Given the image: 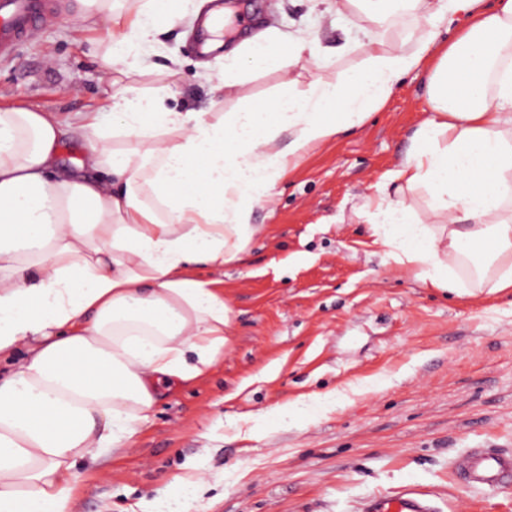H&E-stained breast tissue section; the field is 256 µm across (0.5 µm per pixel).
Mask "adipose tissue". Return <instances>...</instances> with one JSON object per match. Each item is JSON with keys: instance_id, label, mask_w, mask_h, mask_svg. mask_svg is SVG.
Instances as JSON below:
<instances>
[{"instance_id": "1", "label": "adipose tissue", "mask_w": 512, "mask_h": 512, "mask_svg": "<svg viewBox=\"0 0 512 512\" xmlns=\"http://www.w3.org/2000/svg\"><path fill=\"white\" fill-rule=\"evenodd\" d=\"M79 2L78 22L112 27L108 118L0 110V512H73L78 465L125 449L158 383L210 372L229 326L214 271L245 259L262 230L254 206L411 72L431 114L390 174L401 197L378 203L376 241L433 287L512 288V0H335L375 25L412 11L424 33L407 51L372 41L341 78L225 113L170 110L115 78L144 69L172 0L124 16L119 0ZM231 54L251 72L322 64L315 39L273 26ZM73 132L83 157L61 174ZM420 190L440 223L411 220L404 197Z\"/></svg>"}]
</instances>
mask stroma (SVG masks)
I'll list each match as a JSON object with an SVG mask.
<instances>
[{
	"mask_svg": "<svg viewBox=\"0 0 512 512\" xmlns=\"http://www.w3.org/2000/svg\"><path fill=\"white\" fill-rule=\"evenodd\" d=\"M234 24L309 35L327 71L360 65L366 44L410 49L413 13L376 27L357 12L327 14L325 0H238ZM78 0L0 59V109L67 116L102 111L108 86L101 25L75 26ZM190 17L163 24L144 49L151 70L128 80L164 89L179 112H231L268 101L283 83L305 90L310 68L246 75L215 101L224 50L210 79ZM429 115L421 77L405 76L364 124L312 152L255 207L243 263L224 268L230 342L211 372L166 386L150 423L125 451L77 469L75 512H145L197 466L209 482L188 512H360L365 498L411 488L438 512H512V485L470 489L455 462L477 447L512 448V288L461 297L424 284L374 243L377 185L395 169ZM289 402L281 422L261 414Z\"/></svg>",
	"mask_w": 512,
	"mask_h": 512,
	"instance_id": "obj_1",
	"label": "stroma"
}]
</instances>
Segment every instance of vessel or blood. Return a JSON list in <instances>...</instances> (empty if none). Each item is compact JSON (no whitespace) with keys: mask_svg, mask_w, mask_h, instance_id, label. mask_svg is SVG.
I'll return each mask as SVG.
<instances>
[{"mask_svg":"<svg viewBox=\"0 0 512 512\" xmlns=\"http://www.w3.org/2000/svg\"><path fill=\"white\" fill-rule=\"evenodd\" d=\"M45 16L44 0H0V56L11 55ZM456 476L462 485L477 489L512 484V451L469 449L456 463ZM361 512H435V507L423 494L402 490L366 498Z\"/></svg>","mask_w":512,"mask_h":512,"instance_id":"obj_1","label":"vessel or blood"}]
</instances>
